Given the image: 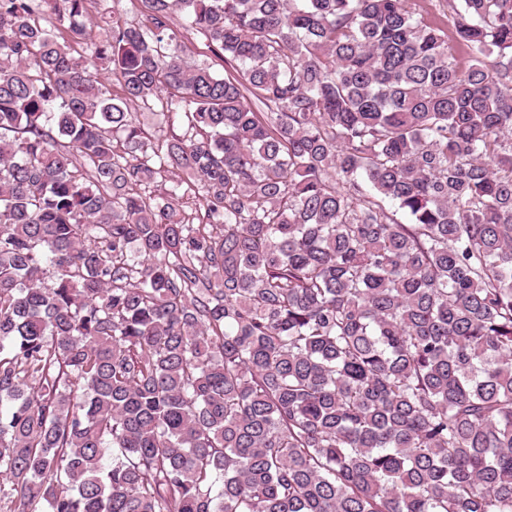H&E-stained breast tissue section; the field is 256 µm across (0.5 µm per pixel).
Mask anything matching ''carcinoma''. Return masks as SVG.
<instances>
[{"mask_svg": "<svg viewBox=\"0 0 512 512\" xmlns=\"http://www.w3.org/2000/svg\"><path fill=\"white\" fill-rule=\"evenodd\" d=\"M103 2L0 0V512H512V0ZM173 22L174 29L177 30L188 58L196 63L208 65L218 73L225 74L224 58L215 55L211 51L205 37L195 31H185L180 26V18L178 15L174 16Z\"/></svg>", "mask_w": 512, "mask_h": 512, "instance_id": "cac0c4a2", "label": "carcinoma"}]
</instances>
